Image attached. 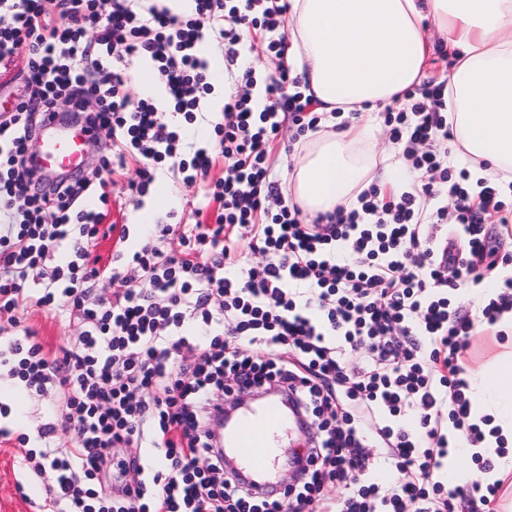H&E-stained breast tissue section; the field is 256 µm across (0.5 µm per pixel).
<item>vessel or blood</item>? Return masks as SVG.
<instances>
[{"mask_svg":"<svg viewBox=\"0 0 512 512\" xmlns=\"http://www.w3.org/2000/svg\"><path fill=\"white\" fill-rule=\"evenodd\" d=\"M91 128L67 132L58 122H45L38 138L40 165L45 169L70 171L82 165ZM288 414L277 399L271 398L246 411L241 419L224 429V447L234 454L245 471L260 480L269 478L277 459L279 440Z\"/></svg>","mask_w":512,"mask_h":512,"instance_id":"1","label":"vessel or blood"}]
</instances>
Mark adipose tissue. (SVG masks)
Segmentation results:
<instances>
[{
	"label": "adipose tissue",
	"instance_id": "adipose-tissue-1",
	"mask_svg": "<svg viewBox=\"0 0 512 512\" xmlns=\"http://www.w3.org/2000/svg\"><path fill=\"white\" fill-rule=\"evenodd\" d=\"M290 16L292 61L308 76L304 95L318 111L355 115L299 156L288 190L304 213L333 210L364 186L373 165L358 145L374 134V112L424 76L428 19L460 52L447 84L458 140L475 160L512 171V0H291ZM473 389L472 419L484 439L456 442L448 461L497 456L485 479L501 480L512 472V359L480 370Z\"/></svg>",
	"mask_w": 512,
	"mask_h": 512
}]
</instances>
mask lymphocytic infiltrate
I'll list each match as a JSON object with an SVG mask.
<instances>
[{"mask_svg":"<svg viewBox=\"0 0 512 512\" xmlns=\"http://www.w3.org/2000/svg\"><path fill=\"white\" fill-rule=\"evenodd\" d=\"M289 10V0H196L190 16L146 0H0V63L27 47L21 76L40 95L0 118V314L31 304L80 324L52 354L18 323L0 341V371L27 395L58 398L23 459L44 483L41 512H458L448 429L483 438L468 421L464 354L476 323L512 311V281L476 319L451 300L493 251L488 221L512 235L504 177L474 193L468 169L449 166L454 133L439 84L383 114L391 143L422 174L410 190L373 183L355 205L312 218L288 203L270 162L283 124L297 142L328 129L284 63ZM208 31L227 62L247 31L279 65L261 81L250 67L235 75L213 147L187 159L180 128L211 89L198 54ZM136 58L152 61L171 112L129 94ZM64 112L122 148L103 156L96 178L31 182L39 132ZM218 156L224 176L214 181ZM131 165L122 193L145 195L158 170L175 168L199 184L214 220L157 225L127 261L103 267L90 246L105 214L76 204L95 179ZM173 234L177 247L162 250ZM244 235L258 264L238 251ZM132 271L129 288L98 295L101 282ZM265 392L317 434L293 457L295 484L266 492L227 468L213 435L225 398ZM134 446L139 454L113 459ZM382 464L400 480L375 482ZM330 484L358 490L329 500Z\"/></svg>","mask_w":512,"mask_h":512,"instance_id":"1","label":"lymphocytic infiltrate"}]
</instances>
